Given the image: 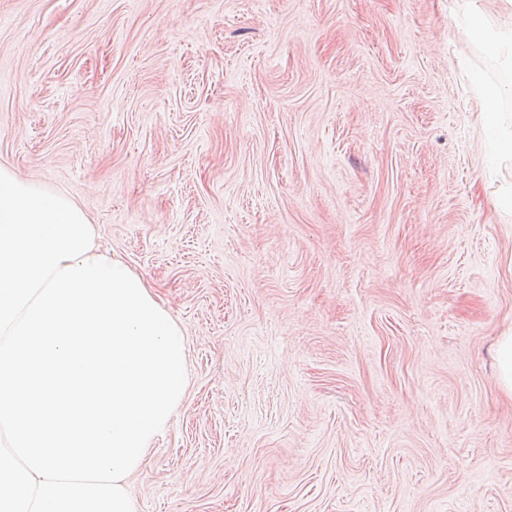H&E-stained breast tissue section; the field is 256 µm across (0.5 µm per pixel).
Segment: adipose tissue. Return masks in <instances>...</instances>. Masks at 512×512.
Listing matches in <instances>:
<instances>
[{"instance_id":"ef3b65f1","label":"adipose tissue","mask_w":512,"mask_h":512,"mask_svg":"<svg viewBox=\"0 0 512 512\" xmlns=\"http://www.w3.org/2000/svg\"><path fill=\"white\" fill-rule=\"evenodd\" d=\"M459 26L467 38L481 42L486 53L512 74V17L499 24L488 23L477 0H462ZM475 86L481 100V119L485 133L488 166L512 160V125H505L500 104L505 93H512V83H489L476 77Z\"/></svg>"}]
</instances>
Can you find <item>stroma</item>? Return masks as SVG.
<instances>
[{"mask_svg": "<svg viewBox=\"0 0 512 512\" xmlns=\"http://www.w3.org/2000/svg\"><path fill=\"white\" fill-rule=\"evenodd\" d=\"M457 0H0V165L183 331L136 512H512V166ZM495 358L501 384L512 394V332L498 338Z\"/></svg>", "mask_w": 512, "mask_h": 512, "instance_id": "obj_1", "label": "stroma"}]
</instances>
